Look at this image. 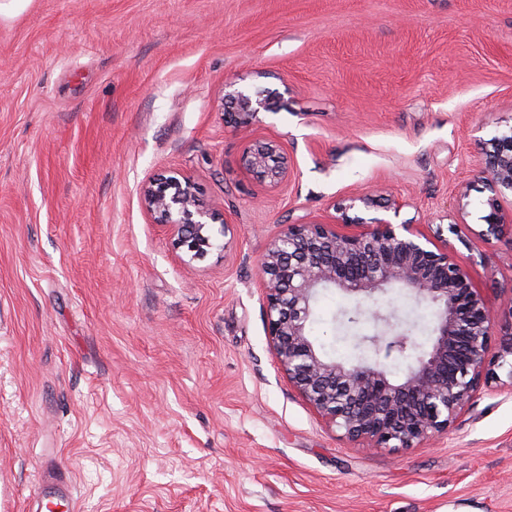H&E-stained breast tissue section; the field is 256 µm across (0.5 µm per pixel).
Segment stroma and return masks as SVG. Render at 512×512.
<instances>
[{
	"instance_id": "1",
	"label": "stroma",
	"mask_w": 512,
	"mask_h": 512,
	"mask_svg": "<svg viewBox=\"0 0 512 512\" xmlns=\"http://www.w3.org/2000/svg\"><path fill=\"white\" fill-rule=\"evenodd\" d=\"M275 107L224 122V98ZM512 125V0H31L0 20V512L56 467L59 512H512V387L436 443L341 439L268 345L254 266L350 198L481 221ZM278 141L287 183L239 166ZM182 172L232 226L181 264L140 188ZM507 320L512 246L449 236ZM427 340L432 310L380 298ZM237 108L236 112H225L224 122L234 127H244L251 123L260 110H269V103L266 98L261 95H251L243 91H237L236 94H231Z\"/></svg>"
}]
</instances>
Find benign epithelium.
<instances>
[{"label": "benign epithelium", "instance_id": "obj_1", "mask_svg": "<svg viewBox=\"0 0 512 512\" xmlns=\"http://www.w3.org/2000/svg\"><path fill=\"white\" fill-rule=\"evenodd\" d=\"M231 98L236 111L224 113V122L234 127L249 125L269 109L259 94L238 91ZM482 155L489 195L483 201V227L468 231L512 246V207L502 205L506 192L512 193V126L484 141ZM240 165L271 187L290 175L275 140L246 143ZM141 201L152 223L169 232L184 264L224 250L231 225L199 206L191 177L175 172L153 178L142 186ZM375 207L372 196L359 195L331 222L286 225L258 260L256 276L269 347L288 384L346 440L361 448L399 451L448 433L478 388L504 382L512 387V298L511 321L495 326L486 296L448 244H440V232L349 215ZM329 288L358 301L343 312L348 322L366 321L374 329L359 337L366 353L351 362L327 356L310 334L318 296ZM395 288L434 308L430 343L399 378L379 355L415 348L399 331L400 316L368 312L359 304Z\"/></svg>", "mask_w": 512, "mask_h": 512}]
</instances>
